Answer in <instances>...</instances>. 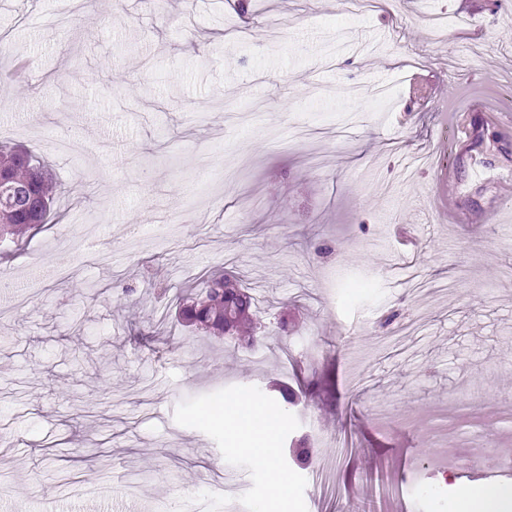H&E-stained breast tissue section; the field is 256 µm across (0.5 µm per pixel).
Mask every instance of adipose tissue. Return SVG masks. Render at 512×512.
I'll return each instance as SVG.
<instances>
[{
	"label": "adipose tissue",
	"mask_w": 512,
	"mask_h": 512,
	"mask_svg": "<svg viewBox=\"0 0 512 512\" xmlns=\"http://www.w3.org/2000/svg\"><path fill=\"white\" fill-rule=\"evenodd\" d=\"M206 416L222 425L228 437L264 469L274 492L266 500L263 512H288L291 479L276 462L279 424L270 407L256 399L241 398L224 402L207 411ZM454 512H512V485L466 487L456 497Z\"/></svg>",
	"instance_id": "adipose-tissue-1"
}]
</instances>
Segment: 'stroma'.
I'll list each match as a JSON object with an SVG mask.
<instances>
[{
	"label": "stroma",
	"instance_id": "obj_1",
	"mask_svg": "<svg viewBox=\"0 0 512 512\" xmlns=\"http://www.w3.org/2000/svg\"><path fill=\"white\" fill-rule=\"evenodd\" d=\"M233 2L0 0V68L29 63L0 78V145L57 185L0 243L1 275L43 274L0 317V507L80 512L92 474L116 512H261L265 473L204 416L244 395L280 421L293 512L512 483V0ZM224 267L254 347L147 293ZM310 365L324 390L279 407L268 383Z\"/></svg>",
	"mask_w": 512,
	"mask_h": 512
}]
</instances>
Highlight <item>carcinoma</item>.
Returning <instances> with one entry per match:
<instances>
[{"label":"carcinoma","mask_w":512,"mask_h":512,"mask_svg":"<svg viewBox=\"0 0 512 512\" xmlns=\"http://www.w3.org/2000/svg\"><path fill=\"white\" fill-rule=\"evenodd\" d=\"M0 171L7 174L11 184L25 188L33 200L32 208L20 209L11 205L7 192L0 189V241L16 243L28 231L47 223L56 184L45 164L18 147L0 146ZM256 312V298L238 285L233 274L224 272L212 275L205 296L184 303L178 316L198 330L214 336H237L252 345L258 340Z\"/></svg>","instance_id":"cac0c4a2"}]
</instances>
